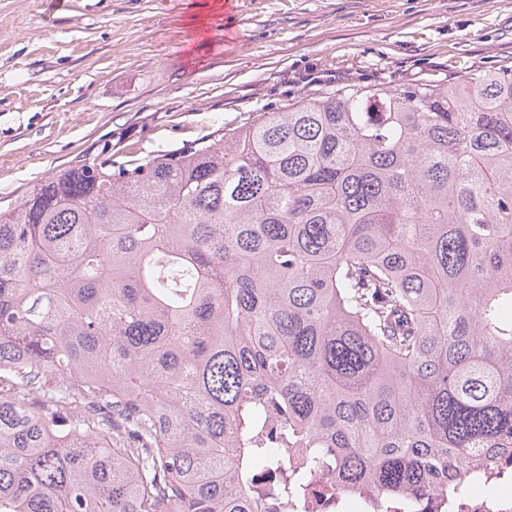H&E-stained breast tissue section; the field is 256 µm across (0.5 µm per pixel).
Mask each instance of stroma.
Segmentation results:
<instances>
[{"label":"stroma","mask_w":512,"mask_h":512,"mask_svg":"<svg viewBox=\"0 0 512 512\" xmlns=\"http://www.w3.org/2000/svg\"><path fill=\"white\" fill-rule=\"evenodd\" d=\"M506 60L512 0H0V207L105 147L196 145L315 76L398 88Z\"/></svg>","instance_id":"1"}]
</instances>
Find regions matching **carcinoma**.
I'll use <instances>...</instances> for the list:
<instances>
[{
    "mask_svg": "<svg viewBox=\"0 0 512 512\" xmlns=\"http://www.w3.org/2000/svg\"><path fill=\"white\" fill-rule=\"evenodd\" d=\"M499 455L512 65L106 149L0 212V512H309L332 469L422 512Z\"/></svg>",
    "mask_w": 512,
    "mask_h": 512,
    "instance_id": "carcinoma-1",
    "label": "carcinoma"
}]
</instances>
